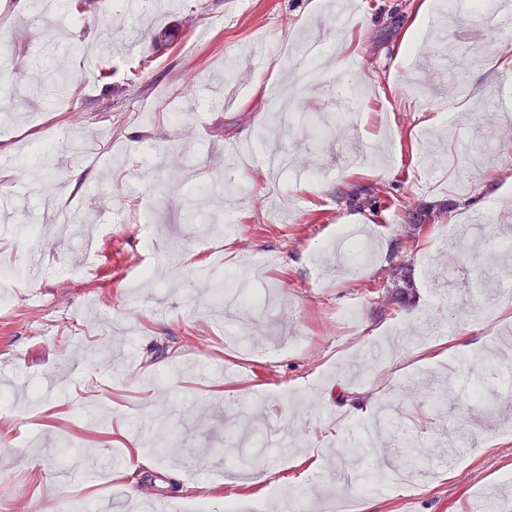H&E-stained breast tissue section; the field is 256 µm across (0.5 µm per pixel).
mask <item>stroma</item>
<instances>
[{
  "instance_id": "1",
  "label": "stroma",
  "mask_w": 512,
  "mask_h": 512,
  "mask_svg": "<svg viewBox=\"0 0 512 512\" xmlns=\"http://www.w3.org/2000/svg\"><path fill=\"white\" fill-rule=\"evenodd\" d=\"M439 2L99 0L83 20L82 0H56L57 41L39 0H0L1 86L82 77L0 99V156L17 158L0 167V267L27 261L26 225L54 255L0 295V512H512V287L488 258L512 225V31L488 0ZM426 18L456 49L438 74L420 66ZM311 40L320 74L299 87ZM284 88L301 100L287 116ZM279 142L284 173L238 155ZM347 149L360 161L337 165ZM362 184L391 198L381 216L338 192ZM417 202L455 208L419 235L415 307L389 314L371 287ZM342 225L370 241L360 264L337 262ZM360 426L376 469L410 484L337 479Z\"/></svg>"
}]
</instances>
